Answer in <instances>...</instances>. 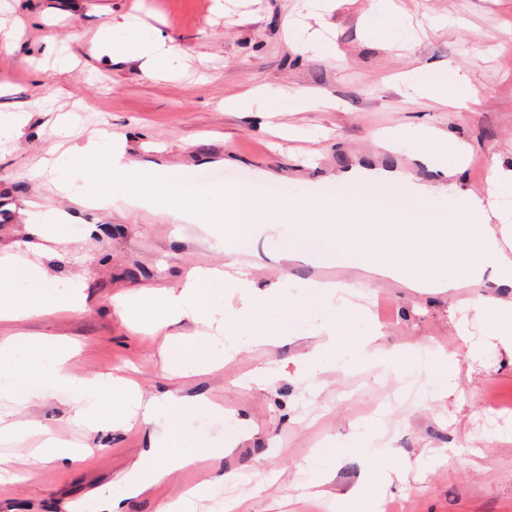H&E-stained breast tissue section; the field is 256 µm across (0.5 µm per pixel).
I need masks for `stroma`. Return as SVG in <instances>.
<instances>
[{
	"instance_id": "stroma-1",
	"label": "stroma",
	"mask_w": 512,
	"mask_h": 512,
	"mask_svg": "<svg viewBox=\"0 0 512 512\" xmlns=\"http://www.w3.org/2000/svg\"><path fill=\"white\" fill-rule=\"evenodd\" d=\"M304 2L249 0L232 25L215 12L214 0H14L11 10L0 12V23L24 30L18 45L0 43V114L27 117L23 136L0 144V253L39 243L20 212L47 211V224L65 225L68 235L67 243L50 246L42 258L51 286L63 291L77 278L84 296L82 312L1 323L0 334L69 342L76 350L70 368L78 376L130 361L144 393L170 390L231 406L235 417L195 410L181 425L190 440L223 444V458L211 462L214 475L252 469L261 476L225 484L223 500H201L200 512H224L225 501L237 499L249 512H335V496L353 486L363 468L352 448L363 430L361 414L374 405L382 408L387 428L371 433L370 455L375 464L402 473L384 489L379 512H512V366L494 354L485 368L465 360L447 317L449 307L465 308L473 289L420 293L368 276L359 291L384 315L385 344H412L426 353L441 346L461 354L457 383L466 401L459 407L402 399L406 370H416L421 382L430 378L412 359L373 367L366 376L327 374L315 398L286 375L265 391L236 386V379L259 366L293 371L299 341L267 349L245 345L218 372L172 378L160 347L178 344L190 326L175 323L155 334L133 330L114 310L112 297L175 286L195 266H221L223 248L197 225L166 212L73 204L37 172L39 161L63 141L55 131L57 116L75 109L80 121L63 141L67 145H83L105 131L125 138L133 158L145 165L196 177L221 172L248 178L266 170L275 174V187L294 194L357 166L431 180L433 172L413 158L414 140L386 146L376 135L396 126L443 128L471 147L459 181L485 191L492 156L512 160V0H384L408 40L402 50L391 48L389 33L370 32L374 0H349L326 18L342 53L338 61L288 42L287 23ZM124 14L139 15L184 49V56L172 59L180 79H151L137 62L92 53L101 28ZM49 36L73 58V69H61L43 54ZM418 66L466 73L481 90L479 109L457 112L394 81V74ZM261 85L309 88L338 98L341 106L286 114V127L308 131L305 139L261 131L249 109H224L226 99L245 98ZM320 275L303 250L282 267L267 263L253 271L262 287L283 280L298 329L318 323L325 307L301 287ZM489 391L500 406L483 405ZM81 402L78 392L53 388L18 408L19 418L88 445L94 454L88 462L62 465L33 455L38 439L0 442V453L20 455L36 472L28 483L0 482V512H98V492L130 473L151 448L158 433L151 423L113 431L71 426L67 418ZM244 419L250 423L247 438L240 435ZM189 475V468L180 469L123 501L120 512H155L162 501L178 497Z\"/></svg>"
}]
</instances>
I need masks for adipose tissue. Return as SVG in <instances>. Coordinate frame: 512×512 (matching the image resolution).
<instances>
[{
	"label": "adipose tissue",
	"mask_w": 512,
	"mask_h": 512,
	"mask_svg": "<svg viewBox=\"0 0 512 512\" xmlns=\"http://www.w3.org/2000/svg\"><path fill=\"white\" fill-rule=\"evenodd\" d=\"M92 51L139 62L151 76L169 71L165 59L170 50L163 32L146 31L132 16L106 24ZM406 77L421 93L446 100L456 111L471 110L480 102L475 84L453 69L421 66L407 71ZM254 100L266 120L284 112L326 111L336 106L335 99L328 96H290L279 89L262 91ZM390 137L414 139L418 145L415 160L436 172V180L413 185L369 182L350 191L335 178L311 185L299 195L272 197L265 185L274 175L262 171L248 182L204 192L188 176L143 168L129 156L125 143L104 134L63 152L52 161L50 172L55 190L81 205L108 210L123 202L151 211L161 209L192 224L219 225L227 256L223 267L195 268L170 289L119 293L112 298L113 307L134 328L181 321L209 328V335L184 338L172 364L175 375L218 371L225 358L237 354V342L242 338L253 347L305 338L309 345L296 356L295 377L309 381V390L316 395L322 390L321 374L392 365L413 355L409 345L384 346L382 331L372 325L367 311L352 301L354 287L345 282L309 279L304 286L324 302L335 303L340 319L367 325V333L355 342L338 336L326 319L303 333L278 324L284 310L277 286L256 288L252 264L237 259L241 244L268 224H288L293 231L291 246L274 255L277 263L291 257L294 245L305 243L315 261L337 260L351 269L375 271L406 288L475 289L468 307L486 324L488 333L483 343L469 344V357L476 360L491 350L512 360V254L494 245L495 240L512 239V214L492 201L493 196L512 191V168L494 162L488 193L459 186L449 194L444 190L445 180L464 169L462 157L470 150L467 143L435 127L411 131L400 127ZM432 206L466 212L470 221L450 226L437 223L428 213ZM17 276L29 282L20 295L12 289ZM210 293L222 294L224 304L204 306L202 299ZM82 308L79 280H72L62 293L51 288L40 263L13 252L0 254V322ZM42 350V340L34 336L15 334L0 339V368L10 370L15 379L8 391L10 401L24 404L41 398L46 388L57 386L81 391L97 401L95 411L74 409L71 420L75 424L115 430L139 421L155 424L160 429L156 444L136 463L154 482L186 465L197 452L223 457L219 445L186 447V436L173 421L174 415L210 408L208 399L188 400L171 392L144 395L119 367L79 377L70 370L74 351L67 342H59L56 356L47 362ZM457 366L456 353L432 350L426 401L456 398ZM390 480L384 468L368 467L355 485L339 495L338 512H377L374 488Z\"/></svg>",
	"instance_id": "ef3b65f1"
}]
</instances>
